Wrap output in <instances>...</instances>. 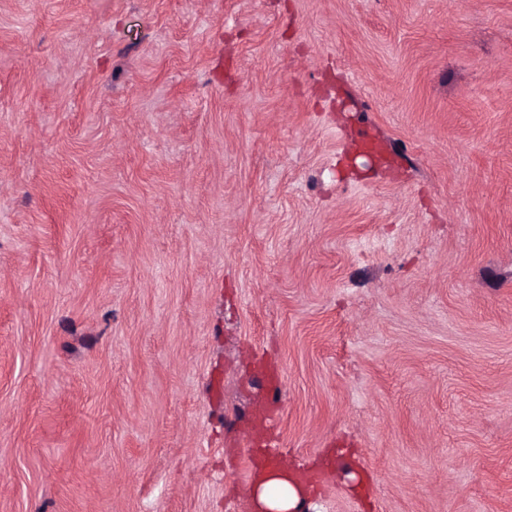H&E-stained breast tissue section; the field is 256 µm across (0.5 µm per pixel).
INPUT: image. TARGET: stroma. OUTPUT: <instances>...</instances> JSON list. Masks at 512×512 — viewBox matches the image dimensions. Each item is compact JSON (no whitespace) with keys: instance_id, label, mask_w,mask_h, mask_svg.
<instances>
[{"instance_id":"obj_1","label":"stroma","mask_w":512,"mask_h":512,"mask_svg":"<svg viewBox=\"0 0 512 512\" xmlns=\"http://www.w3.org/2000/svg\"><path fill=\"white\" fill-rule=\"evenodd\" d=\"M272 380L309 512H512V0H0V512H254Z\"/></svg>"}]
</instances>
